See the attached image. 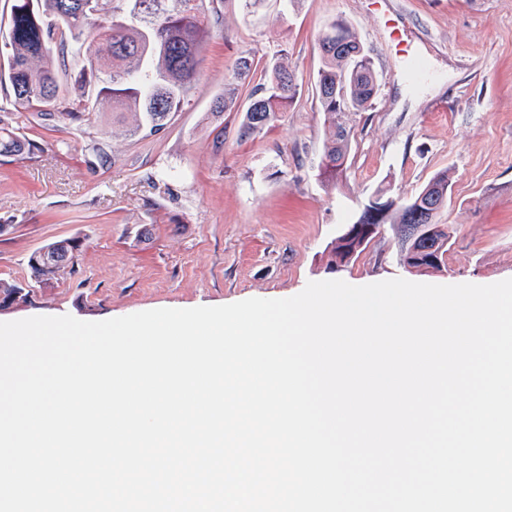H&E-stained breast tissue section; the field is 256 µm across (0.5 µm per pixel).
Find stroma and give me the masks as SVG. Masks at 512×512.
Here are the masks:
<instances>
[{
    "mask_svg": "<svg viewBox=\"0 0 512 512\" xmlns=\"http://www.w3.org/2000/svg\"><path fill=\"white\" fill-rule=\"evenodd\" d=\"M349 22L380 86L371 107L349 113L347 170L335 189L319 175L329 124L315 86L318 39ZM212 38L199 77L172 124L128 137L110 109L62 128L15 112L9 123L42 144L0 157V279H28L27 257L45 244L84 241L55 287L34 288L0 321L71 315L102 321L158 308L280 299L308 282L417 278L491 284L512 278V0H212ZM286 53L302 94L273 127L240 140L265 63ZM253 62L234 83L239 58ZM425 75L413 79L411 60ZM230 107L213 113L229 84ZM107 162L89 168L87 144ZM452 192L437 221L451 225L445 263L406 269L391 230L348 265L328 266L327 245L377 188L409 196L439 170Z\"/></svg>",
    "mask_w": 512,
    "mask_h": 512,
    "instance_id": "1",
    "label": "stroma"
}]
</instances>
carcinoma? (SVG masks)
I'll return each instance as SVG.
<instances>
[{
  "label": "carcinoma",
  "instance_id": "obj_1",
  "mask_svg": "<svg viewBox=\"0 0 512 512\" xmlns=\"http://www.w3.org/2000/svg\"><path fill=\"white\" fill-rule=\"evenodd\" d=\"M12 0L8 34L0 45V91L16 112L28 111L63 125L83 121L98 105L112 106L116 119L125 123V135L162 131L187 100L195 84L201 52L207 41L209 21L206 0H112L108 17L89 13L83 0H33V9L16 11ZM82 62L74 75L70 94L61 83L53 58ZM316 85L319 106L331 128L321 160L328 161L321 178L334 187L345 170L350 150V131L340 119L367 108L372 100L366 75L350 80L341 96L332 92L336 78L352 62L336 54L321 53ZM267 83L253 89L239 127V138L249 139L274 126L301 94L302 84L285 63L275 58L266 63ZM44 151L36 142L9 129L0 118V157ZM448 170L436 172L420 191L448 192ZM409 209L401 202L387 207L379 229L390 226L397 238L403 265L417 272H431L444 265L451 237L447 224L431 222L435 233L412 236ZM331 268L347 265L361 250L348 249L343 236L327 247ZM75 256L56 265L28 264L31 282L51 287ZM30 291L16 281L0 280V310L29 301Z\"/></svg>",
  "mask_w": 512,
  "mask_h": 512
}]
</instances>
